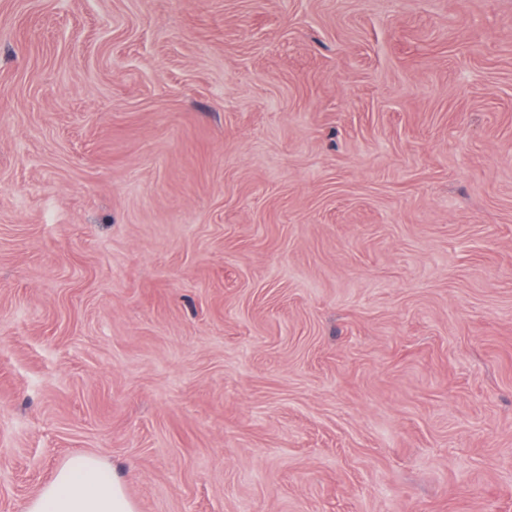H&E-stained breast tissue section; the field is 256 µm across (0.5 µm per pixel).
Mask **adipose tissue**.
Wrapping results in <instances>:
<instances>
[{
	"instance_id": "ef3b65f1",
	"label": "adipose tissue",
	"mask_w": 512,
	"mask_h": 512,
	"mask_svg": "<svg viewBox=\"0 0 512 512\" xmlns=\"http://www.w3.org/2000/svg\"><path fill=\"white\" fill-rule=\"evenodd\" d=\"M105 469L104 460L92 455L62 464L28 501L26 512H138L119 478L100 483Z\"/></svg>"
}]
</instances>
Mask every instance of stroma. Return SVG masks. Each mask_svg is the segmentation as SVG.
Returning <instances> with one entry per match:
<instances>
[{"label": "stroma", "instance_id": "1", "mask_svg": "<svg viewBox=\"0 0 512 512\" xmlns=\"http://www.w3.org/2000/svg\"><path fill=\"white\" fill-rule=\"evenodd\" d=\"M512 512V0H0V512ZM105 461L84 456L62 464L54 478L28 501L26 512H138L137 503L114 474L107 482Z\"/></svg>", "mask_w": 512, "mask_h": 512}]
</instances>
